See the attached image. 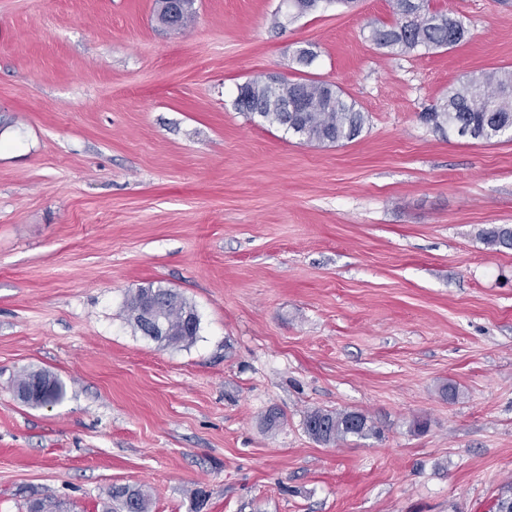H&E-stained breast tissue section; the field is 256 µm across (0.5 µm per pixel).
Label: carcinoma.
<instances>
[{"label": "carcinoma", "instance_id": "carcinoma-1", "mask_svg": "<svg viewBox=\"0 0 512 512\" xmlns=\"http://www.w3.org/2000/svg\"><path fill=\"white\" fill-rule=\"evenodd\" d=\"M319 0H282L288 16L312 10ZM398 21L391 27L372 26L371 41L392 54L450 49L464 42L468 28L452 14H433L427 0H392ZM295 111L282 112L283 103ZM236 105L242 112L283 127L307 143L338 144L356 139L366 123V115L348 102L342 91L316 79H254L240 85ZM424 122L440 132L452 131L460 137L491 141L512 130V70L493 69L460 81L435 105L422 113ZM488 244L512 250V226L502 225L485 232ZM124 307L134 329L145 334L148 326H162L156 341L165 346L193 342L199 332V317L193 305L169 288L140 287L126 296ZM17 389L28 396L31 406L58 402L65 393L63 382L45 370L26 371L16 381ZM308 435L323 444H335L349 436L368 437L380 433L367 414L353 410L313 409L304 416ZM111 512H148L149 502L139 487L112 488Z\"/></svg>", "mask_w": 512, "mask_h": 512}]
</instances>
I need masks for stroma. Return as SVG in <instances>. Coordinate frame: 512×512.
Wrapping results in <instances>:
<instances>
[{
  "instance_id": "1",
  "label": "stroma",
  "mask_w": 512,
  "mask_h": 512,
  "mask_svg": "<svg viewBox=\"0 0 512 512\" xmlns=\"http://www.w3.org/2000/svg\"><path fill=\"white\" fill-rule=\"evenodd\" d=\"M428 5L467 39L387 54L368 34L391 0L293 19L196 0L182 31L155 0H0V512H103L119 485L149 512H496L512 250L484 233L512 226V140L419 115L512 69V0ZM276 75L334 84L361 135L311 145L238 110L239 85ZM150 284L195 307L193 343L129 323ZM31 370L63 399L23 403ZM311 409L382 434L318 443Z\"/></svg>"
}]
</instances>
